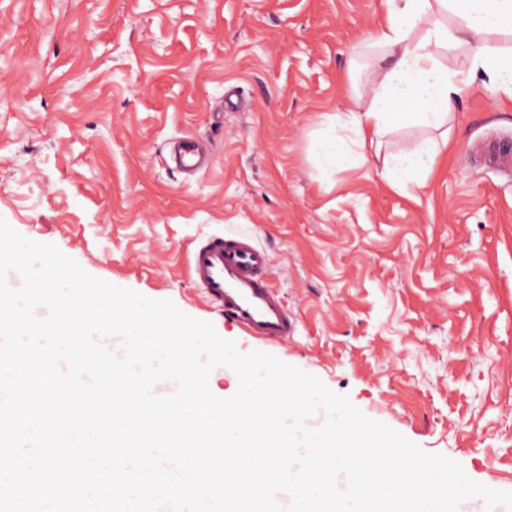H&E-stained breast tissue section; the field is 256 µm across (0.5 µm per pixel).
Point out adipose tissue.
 <instances>
[{"label": "adipose tissue", "mask_w": 512, "mask_h": 512, "mask_svg": "<svg viewBox=\"0 0 512 512\" xmlns=\"http://www.w3.org/2000/svg\"><path fill=\"white\" fill-rule=\"evenodd\" d=\"M385 19L375 35L383 65L371 73L363 111L347 124L358 146L382 144L405 125L443 130L455 103L475 79L512 100V51L490 46L512 19V0H384ZM462 54L460 67L442 54ZM429 141L411 155L386 153L382 168L391 187L426 186L437 161Z\"/></svg>", "instance_id": "ef3b65f1"}]
</instances>
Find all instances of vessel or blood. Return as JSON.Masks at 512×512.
I'll list each match as a JSON object with an SVG mask.
<instances>
[{"label":"vessel or blood","mask_w":512,"mask_h":512,"mask_svg":"<svg viewBox=\"0 0 512 512\" xmlns=\"http://www.w3.org/2000/svg\"><path fill=\"white\" fill-rule=\"evenodd\" d=\"M487 167L512 177V143L481 144ZM165 164L193 175L208 167V152L190 138H173L165 145ZM186 275L201 300L235 324L245 343L285 346L297 332L298 320L274 285L275 266L253 234L215 233L195 239L188 251Z\"/></svg>","instance_id":"obj_1"}]
</instances>
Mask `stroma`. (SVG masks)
Wrapping results in <instances>:
<instances>
[{
  "mask_svg": "<svg viewBox=\"0 0 512 512\" xmlns=\"http://www.w3.org/2000/svg\"><path fill=\"white\" fill-rule=\"evenodd\" d=\"M383 19L382 0H0V218L233 341L185 259L252 230L299 318L276 357L512 491V181L473 157L512 140V103L466 91L422 189L389 188L370 146L326 162ZM177 136L211 167L168 170Z\"/></svg>",
  "mask_w": 512,
  "mask_h": 512,
  "instance_id": "stroma-1",
  "label": "stroma"
}]
</instances>
